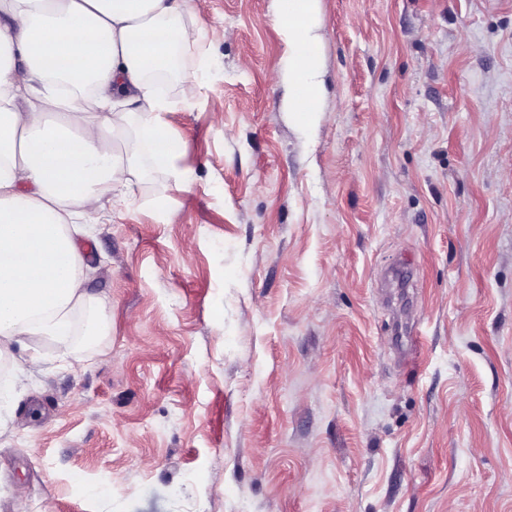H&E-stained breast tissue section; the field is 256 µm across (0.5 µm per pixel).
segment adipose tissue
<instances>
[{
	"label": "adipose tissue",
	"mask_w": 512,
	"mask_h": 512,
	"mask_svg": "<svg viewBox=\"0 0 512 512\" xmlns=\"http://www.w3.org/2000/svg\"><path fill=\"white\" fill-rule=\"evenodd\" d=\"M189 10L190 0H0V355L67 340L78 307L89 310L87 342L107 335L76 238L104 197L131 201L142 165L175 169L182 141L156 78L202 39ZM319 13L320 0H275L278 79L302 131L319 124L326 92Z\"/></svg>",
	"instance_id": "adipose-tissue-1"
}]
</instances>
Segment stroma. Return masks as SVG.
Masks as SVG:
<instances>
[{
  "instance_id": "35a3bbf8",
  "label": "stroma",
  "mask_w": 512,
  "mask_h": 512,
  "mask_svg": "<svg viewBox=\"0 0 512 512\" xmlns=\"http://www.w3.org/2000/svg\"><path fill=\"white\" fill-rule=\"evenodd\" d=\"M274 8L191 0L176 170L81 241L109 333L32 341L0 512H512V0H321L307 132Z\"/></svg>"
}]
</instances>
